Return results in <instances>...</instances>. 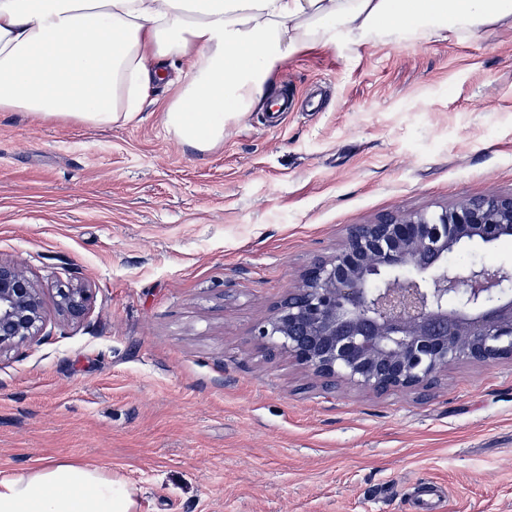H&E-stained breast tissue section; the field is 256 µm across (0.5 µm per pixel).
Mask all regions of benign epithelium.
Returning <instances> with one entry per match:
<instances>
[{
	"mask_svg": "<svg viewBox=\"0 0 512 512\" xmlns=\"http://www.w3.org/2000/svg\"><path fill=\"white\" fill-rule=\"evenodd\" d=\"M511 239L512 195L497 193L354 224L256 335L316 378L375 392L429 387L459 361L512 359V268L448 263L466 245ZM92 301L86 286L57 289L71 321ZM43 309L37 282L0 259V350L37 340Z\"/></svg>",
	"mask_w": 512,
	"mask_h": 512,
	"instance_id": "7a95c632",
	"label": "benign epithelium"
}]
</instances>
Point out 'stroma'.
<instances>
[{"mask_svg":"<svg viewBox=\"0 0 512 512\" xmlns=\"http://www.w3.org/2000/svg\"><path fill=\"white\" fill-rule=\"evenodd\" d=\"M174 94L110 127L0 112V258L47 323L0 354V477L77 459L137 512H414L425 481L421 512H512V360L378 394L255 334L350 225L512 194V32L299 53L207 151L165 131ZM57 306L60 312L71 321H81L91 309L92 288L86 286H65L57 289Z\"/></svg>","mask_w":512,"mask_h":512,"instance_id":"obj_1","label":"stroma"}]
</instances>
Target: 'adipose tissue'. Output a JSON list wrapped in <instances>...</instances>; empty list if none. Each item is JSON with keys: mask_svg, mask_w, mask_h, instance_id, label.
I'll use <instances>...</instances> for the list:
<instances>
[{"mask_svg": "<svg viewBox=\"0 0 512 512\" xmlns=\"http://www.w3.org/2000/svg\"><path fill=\"white\" fill-rule=\"evenodd\" d=\"M512 30V0H0V112L92 127L142 112L188 60L166 130L206 151L302 51ZM105 469L53 460L0 479V512H135Z\"/></svg>", "mask_w": 512, "mask_h": 512, "instance_id": "ef3b65f1", "label": "adipose tissue"}]
</instances>
